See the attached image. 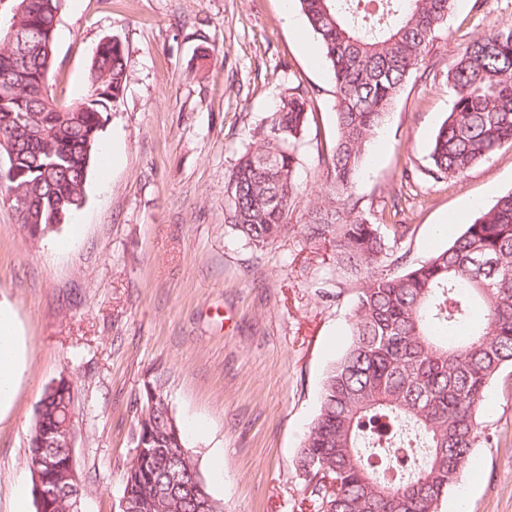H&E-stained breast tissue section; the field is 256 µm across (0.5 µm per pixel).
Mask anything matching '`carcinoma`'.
I'll return each instance as SVG.
<instances>
[{"instance_id":"1","label":"carcinoma","mask_w":512,"mask_h":512,"mask_svg":"<svg viewBox=\"0 0 512 512\" xmlns=\"http://www.w3.org/2000/svg\"><path fill=\"white\" fill-rule=\"evenodd\" d=\"M65 0H17L14 17L29 44L23 56L0 46V83L22 77L0 101V138L22 123L31 135L16 163L0 168V191L25 197L18 223L40 236L79 209L107 112L124 90L122 43L92 54L84 98L48 95L54 35ZM333 80L336 138L326 146L320 192L300 216L296 173L305 160L314 100L290 93L268 112L224 182V232L254 249L301 224L328 248L336 269L362 276L350 341L326 372L317 417L300 450L303 495L315 512H438L477 443L478 410L490 382L512 367V190L479 212L447 247L406 264L395 247L410 230L392 195L394 224L358 209L355 189L371 144L407 82L420 70L456 0H295ZM452 107L433 136L429 176L451 182L512 147V26L476 35L445 72ZM75 409L72 383L48 385L29 431L27 467L60 485L73 449L59 426ZM412 437L407 468L386 462ZM122 465L121 500L134 509L165 492L164 512H224L186 448L163 385L144 384Z\"/></svg>"}]
</instances>
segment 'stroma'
<instances>
[{
	"mask_svg": "<svg viewBox=\"0 0 512 512\" xmlns=\"http://www.w3.org/2000/svg\"><path fill=\"white\" fill-rule=\"evenodd\" d=\"M457 0L359 176L358 206L393 223L401 191L411 228L398 245L417 264L512 189V148L452 183L428 173L432 138L452 104L442 73L470 37L512 25V0ZM118 36L124 91L101 130L85 203L48 236L30 238L0 201V301L25 344L26 370L0 418V512L30 488L28 430L46 387L75 390L81 512H113L133 451L136 398L160 378L224 512H302L296 464L318 413L322 379L348 337L360 286L300 231L252 249L224 232V181L270 106L289 89L316 92L303 198L320 188L318 154L334 139L333 82L297 5L282 0H66L50 92H85L93 49ZM483 433L439 512H512V368L489 386Z\"/></svg>",
	"mask_w": 512,
	"mask_h": 512,
	"instance_id": "35a3bbf8",
	"label": "stroma"
}]
</instances>
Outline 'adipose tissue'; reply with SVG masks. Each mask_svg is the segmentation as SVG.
<instances>
[{
  "label": "adipose tissue",
  "mask_w": 512,
  "mask_h": 512,
  "mask_svg": "<svg viewBox=\"0 0 512 512\" xmlns=\"http://www.w3.org/2000/svg\"><path fill=\"white\" fill-rule=\"evenodd\" d=\"M25 369V351L16 316L11 307L0 304V415L11 408Z\"/></svg>",
  "instance_id": "1"
}]
</instances>
